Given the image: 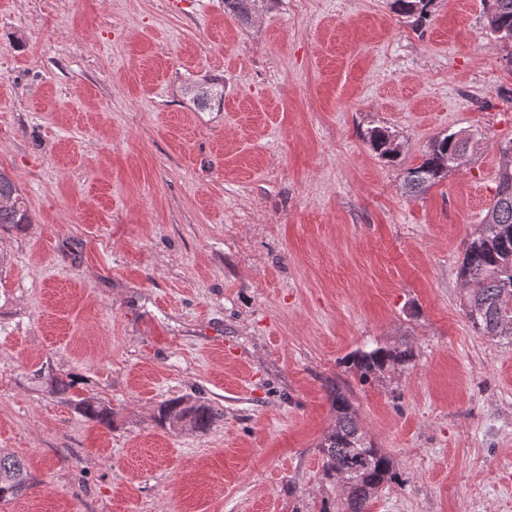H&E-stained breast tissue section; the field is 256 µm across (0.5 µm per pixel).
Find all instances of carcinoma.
Listing matches in <instances>:
<instances>
[{"instance_id": "carcinoma-1", "label": "carcinoma", "mask_w": 512, "mask_h": 512, "mask_svg": "<svg viewBox=\"0 0 512 512\" xmlns=\"http://www.w3.org/2000/svg\"><path fill=\"white\" fill-rule=\"evenodd\" d=\"M264 0H224L230 13L249 16ZM433 0H392L394 13L415 18L420 25L430 15ZM486 29L500 43L512 48V0H485ZM190 95L198 107L205 109L224 101V85L207 81L190 86ZM365 139L376 155L395 163L402 151L393 148L396 135L382 127L367 131ZM468 140L456 133L434 137L422 154L421 162L407 169L403 189L407 194L426 191L448 172L462 165ZM502 157L493 201L481 218L476 236L464 244L460 277L468 290L465 316L475 332L482 336L512 340V139L501 142ZM31 215L18 194L13 178L0 168V225L29 224ZM414 352L409 346L375 347L357 351L351 362L360 380L377 378L395 366L409 364ZM52 390L66 402H72L74 380L48 376ZM331 408L336 414L333 428L321 444L325 474L346 478L342 483L347 512H367L379 491L396 482L394 460L377 448L363 430L357 411L340 388L330 391ZM75 402V401H73ZM82 415L95 424L112 427L111 408L88 400L75 402ZM217 411L205 402L189 403L182 399L160 407V426H188L204 432L213 424ZM32 485V477L24 463L13 457H0V501L20 495Z\"/></svg>"}]
</instances>
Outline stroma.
<instances>
[{
	"label": "stroma",
	"mask_w": 512,
	"mask_h": 512,
	"mask_svg": "<svg viewBox=\"0 0 512 512\" xmlns=\"http://www.w3.org/2000/svg\"><path fill=\"white\" fill-rule=\"evenodd\" d=\"M484 12L0 0V167L32 217L0 226V455L33 478L0 512H345L319 448L336 386L396 465L369 512H512V342L472 329L459 276L512 139ZM212 79L224 104L198 108ZM458 131L463 165L404 194ZM401 344L412 364L368 383L346 361ZM186 397L208 431L157 423ZM194 103L201 109L211 108L212 105L220 106L224 101V83L206 81L205 83L194 84L188 87ZM365 139L376 153V155L389 163L397 162L402 154L401 149L393 148L396 135L382 127H374L367 131ZM48 377L52 390L60 396L64 402H75L77 409L89 421L95 424L111 428L112 426V411L111 408L103 403H94L88 400H74L72 398L71 390L74 387V380L69 376L62 378L58 376H51L49 370L44 371L43 377Z\"/></svg>",
	"instance_id": "35a3bbf8"
}]
</instances>
